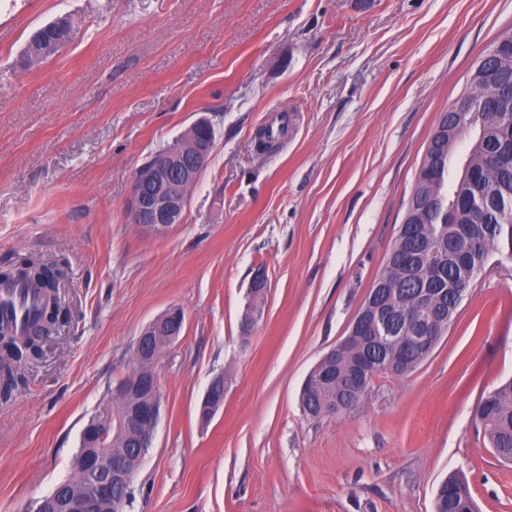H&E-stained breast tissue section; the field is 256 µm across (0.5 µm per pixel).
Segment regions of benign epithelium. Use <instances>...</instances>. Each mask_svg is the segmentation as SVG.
Instances as JSON below:
<instances>
[{
	"label": "benign epithelium",
	"mask_w": 512,
	"mask_h": 512,
	"mask_svg": "<svg viewBox=\"0 0 512 512\" xmlns=\"http://www.w3.org/2000/svg\"><path fill=\"white\" fill-rule=\"evenodd\" d=\"M499 48L487 51L478 61L474 73L482 78L494 75L498 66ZM209 125L197 121L186 135L169 150L156 154L150 165L133 176L127 208L132 223L144 231L160 236L184 221L189 204L188 191L205 170L213 140L201 138L196 129ZM495 216L503 224L501 256L512 258V210H496ZM442 303L427 295L420 298L417 313L412 315L408 336L403 338V354L390 364L394 372L409 367V352L434 349L440 340V330L434 313V303ZM184 314L179 308H170L148 323L137 339L138 367L134 374L112 388V402H120L124 409L112 417V409L91 421L83 430L85 445L84 469L89 477L80 492L55 489L48 497L34 501L28 512H124L131 493L135 472L134 463L141 460L152 447L160 412L161 395L155 372L156 337H165L172 344L181 335ZM391 329L390 319L380 313L362 312L350 325L347 336L327 352L312 372L334 360L345 347L368 343L378 328ZM224 405V376L214 377L201 401L200 414L211 416ZM124 434L135 441L136 448L126 456H114L105 446L112 434Z\"/></svg>",
	"instance_id": "benign-epithelium-1"
}]
</instances>
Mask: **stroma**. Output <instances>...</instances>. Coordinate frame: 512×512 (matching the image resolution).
I'll return each instance as SVG.
<instances>
[{
    "mask_svg": "<svg viewBox=\"0 0 512 512\" xmlns=\"http://www.w3.org/2000/svg\"><path fill=\"white\" fill-rule=\"evenodd\" d=\"M64 14L76 38L26 67L30 34ZM506 32L512 0H0V268L64 264L67 311L0 399V512L73 476L84 427L171 307L185 325L156 363L124 512H433L451 474L478 512H512V465L475 421L512 379V261L489 260L413 372L374 378L344 415L300 405L385 265L441 113ZM275 113L288 137L258 150ZM201 118L216 136L185 219L147 234L133 175ZM219 374L224 405L201 420Z\"/></svg>",
    "mask_w": 512,
    "mask_h": 512,
    "instance_id": "stroma-1",
    "label": "stroma"
}]
</instances>
